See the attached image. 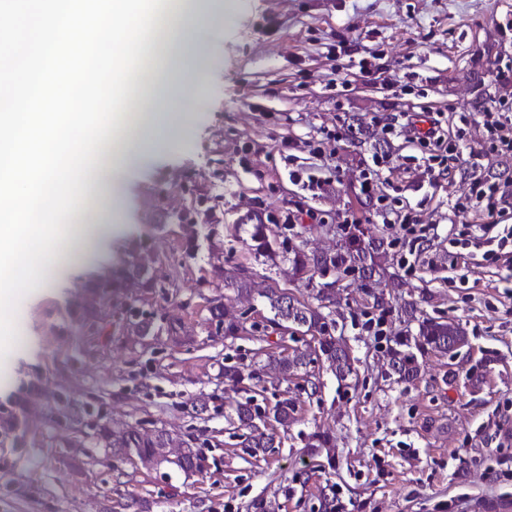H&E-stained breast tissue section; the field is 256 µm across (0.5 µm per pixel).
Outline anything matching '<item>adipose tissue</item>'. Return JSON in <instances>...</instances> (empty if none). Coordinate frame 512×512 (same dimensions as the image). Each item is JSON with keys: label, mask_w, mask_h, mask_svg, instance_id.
I'll use <instances>...</instances> for the list:
<instances>
[{"label": "adipose tissue", "mask_w": 512, "mask_h": 512, "mask_svg": "<svg viewBox=\"0 0 512 512\" xmlns=\"http://www.w3.org/2000/svg\"><path fill=\"white\" fill-rule=\"evenodd\" d=\"M212 4L213 0H177L176 15L169 20L164 38L165 54L151 65L146 79L137 85L141 112L124 127L120 149H113L110 140L102 141L97 154L99 164L86 176L76 210L81 213L91 205L96 214L84 223L66 225L53 256L39 273L40 287H48L52 276L63 266L92 255L101 246L112 231V217L122 205L124 172L144 163L162 137L179 135L182 121L173 107L186 89H194L197 97H204L205 52L196 42L192 26L212 18Z\"/></svg>", "instance_id": "1"}]
</instances>
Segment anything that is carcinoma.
Listing matches in <instances>:
<instances>
[{
  "label": "carcinoma",
  "instance_id": "carcinoma-1",
  "mask_svg": "<svg viewBox=\"0 0 512 512\" xmlns=\"http://www.w3.org/2000/svg\"><path fill=\"white\" fill-rule=\"evenodd\" d=\"M255 253L270 261L276 260V252L264 233V225H256L254 234ZM137 241L128 242L126 253L131 258L129 267L107 275L92 274L82 283L84 291L77 306L79 313H93L107 300L112 299V289L152 287L151 281L146 278L148 265L153 262L150 256L137 257ZM374 257L367 255L361 248L339 251L334 254H326L321 265L315 267L320 272L330 271H360L374 270ZM264 297L274 317L284 323L302 325L307 329H313L319 334V351L325 356L329 367L334 370L336 376L346 380L354 374L351 358L346 349L337 345L336 339L330 332L327 316L291 296L288 291L281 288L269 287L263 290ZM421 345L433 351L447 354L451 352L455 342L466 338L465 329L452 321L438 322L427 321L422 324L420 330ZM392 367L395 375L401 381H413L419 376V366L414 358L404 350L392 349ZM309 360L304 354L295 353L291 356L268 358L267 366L278 371L283 378L295 376L307 369ZM255 413L251 401L241 402L236 407V416L239 425L246 429V447L255 452L273 453L276 445V434L265 427H259L255 423ZM272 419L283 428L295 419V404L289 399H284L275 404L272 411ZM102 437L107 444L125 453L135 450L139 458L149 464H162L167 461L166 449L173 443V437L166 431L160 430L149 438H143L132 430L105 431Z\"/></svg>",
  "mask_w": 512,
  "mask_h": 512
}]
</instances>
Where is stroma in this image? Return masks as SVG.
<instances>
[{"label": "stroma", "mask_w": 512, "mask_h": 512, "mask_svg": "<svg viewBox=\"0 0 512 512\" xmlns=\"http://www.w3.org/2000/svg\"><path fill=\"white\" fill-rule=\"evenodd\" d=\"M508 16L512 0H232L221 23L199 27L207 92L178 104L181 135L125 172L123 206L98 252L19 305L22 344L0 359V512H256L259 504L321 512L331 492L339 512H486L512 501V286L501 263L448 236L450 226L485 221L448 215L449 200L467 188L468 164H452L424 189L414 168L394 170L403 202L437 227L413 243L408 269L354 177L376 149L403 148L375 118L489 104L499 89L485 71L512 49L498 30ZM341 40L377 59L400 91L382 92L356 69L347 89H326L325 46ZM340 118L349 135L316 157L312 138ZM292 166L323 190L294 185ZM338 166L347 173L340 183ZM343 212L360 219L356 235L338 224ZM257 224L277 243L275 263L250 248ZM136 236L161 259L150 271L155 288L116 290L92 322L72 318L83 277L109 268ZM353 237L379 248L372 276H293L292 250L336 252ZM238 268L312 305L318 291L330 295L353 377L338 379L318 359L288 379L267 376L268 356L311 353L317 341L272 323L264 297L225 287L219 272ZM373 292L384 308L368 305ZM216 301L243 332L218 329L209 312ZM378 316L380 338L362 327ZM438 318L461 323L468 347L453 356L421 348L422 322ZM137 321L149 323L147 334L135 332ZM402 343L420 366L409 383L386 371ZM228 365L251 373L260 409L296 402L277 453L251 454L230 425L246 392L225 381ZM112 425L166 430L195 448L201 465L186 471L112 453L97 440Z\"/></svg>", "instance_id": "obj_1"}]
</instances>
